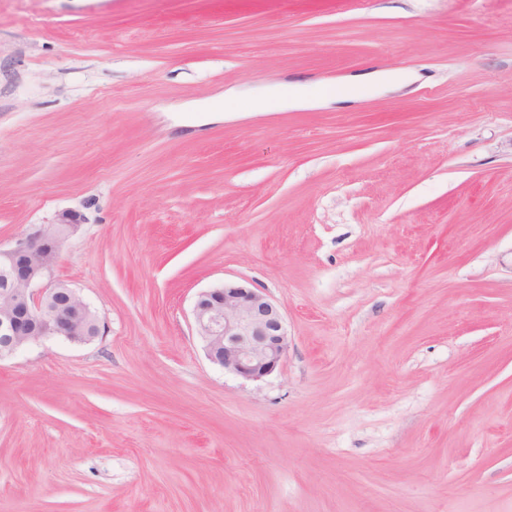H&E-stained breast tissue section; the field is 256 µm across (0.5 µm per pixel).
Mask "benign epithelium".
<instances>
[{
	"label": "benign epithelium",
	"mask_w": 512,
	"mask_h": 512,
	"mask_svg": "<svg viewBox=\"0 0 512 512\" xmlns=\"http://www.w3.org/2000/svg\"><path fill=\"white\" fill-rule=\"evenodd\" d=\"M82 215L65 210L7 248H0V357L46 337L89 340L99 320L79 293L51 277L65 239ZM208 359L245 380L274 373L288 352L281 305L246 283L229 282L201 292L193 307Z\"/></svg>",
	"instance_id": "obj_1"
}]
</instances>
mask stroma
I'll return each instance as SVG.
<instances>
[{
  "mask_svg": "<svg viewBox=\"0 0 512 512\" xmlns=\"http://www.w3.org/2000/svg\"><path fill=\"white\" fill-rule=\"evenodd\" d=\"M68 209L101 332L0 361V512H512V0H0V246ZM193 318L208 359L245 380L271 375L288 352L281 305L246 283L229 282L202 291Z\"/></svg>",
  "mask_w": 512,
  "mask_h": 512,
  "instance_id": "35a3bbf8",
  "label": "stroma"
}]
</instances>
